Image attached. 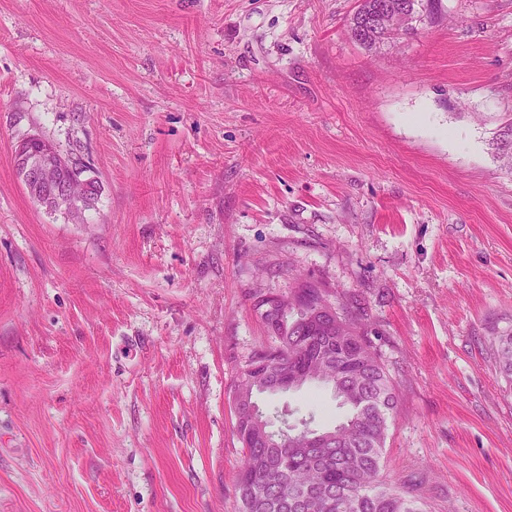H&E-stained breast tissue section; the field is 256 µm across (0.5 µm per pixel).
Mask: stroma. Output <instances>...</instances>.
<instances>
[{"label":"stroma","mask_w":512,"mask_h":512,"mask_svg":"<svg viewBox=\"0 0 512 512\" xmlns=\"http://www.w3.org/2000/svg\"><path fill=\"white\" fill-rule=\"evenodd\" d=\"M358 0H0V512H236L231 394L295 283L359 302L397 382L381 475L512 512V0H437L379 53ZM80 154V218L17 143ZM335 426L330 388L261 393ZM358 8L348 20V33L352 40L370 53H377L385 40L391 38L398 31H392L384 28L379 23L372 26H366L365 21L369 16L377 17L382 3L392 2L389 0H359ZM397 32V33H395ZM44 147H50L58 151L45 139L41 138ZM37 138H29L16 145L14 155L21 168V178L27 192L32 198L50 211H64L71 216L79 215L82 211L80 200L70 197V186L74 183H85L72 179L65 183H59L58 173L64 163L66 178L80 177L87 172L89 166L81 155L71 158L54 157L48 151H38L34 148ZM64 160V161H63ZM46 187H53L47 195ZM494 361L502 377L512 385V332L494 338Z\"/></svg>","instance_id":"stroma-1"}]
</instances>
